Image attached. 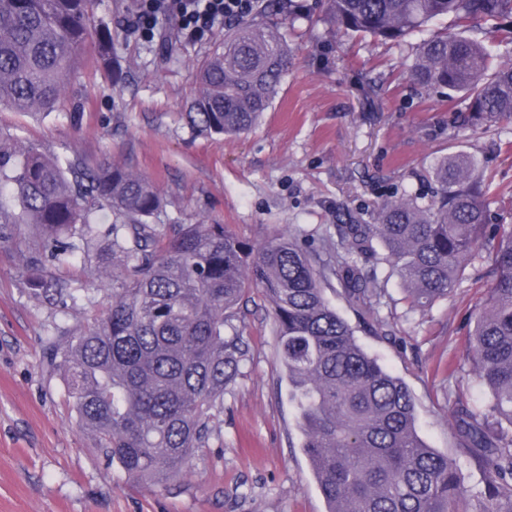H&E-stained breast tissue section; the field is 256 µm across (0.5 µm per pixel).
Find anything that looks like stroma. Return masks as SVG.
Masks as SVG:
<instances>
[{
	"label": "stroma",
	"instance_id": "obj_1",
	"mask_svg": "<svg viewBox=\"0 0 512 512\" xmlns=\"http://www.w3.org/2000/svg\"><path fill=\"white\" fill-rule=\"evenodd\" d=\"M298 2L301 18L284 29L288 72L248 133L197 136L181 118L198 90L197 67L223 42V29L190 41L163 19L143 37L130 28L139 0H95L96 20L109 24L113 51L128 65L126 84L113 88L85 55L54 112L33 118L0 108V134L63 161L124 164L163 196L157 223L221 224L254 246L276 233L316 240L354 218L371 223L378 203L420 189L427 171L458 150L484 171L493 223L512 224V117L463 124L461 95L411 79V46L331 37L311 20L321 0ZM0 232L12 239L0 248V512H326L260 292L241 304L247 360L224 393L208 448L186 476L149 487L106 461L76 421L63 378L42 367L49 339L78 334L106 297L56 310L36 301L19 258L34 243L20 227ZM491 269L483 258L426 308L411 307L391 277L378 321L360 317L336 281L325 285L359 343L412 392L421 436L456 456L469 487L482 475L459 448L454 405L488 402L471 371L468 334Z\"/></svg>",
	"mask_w": 512,
	"mask_h": 512
}]
</instances>
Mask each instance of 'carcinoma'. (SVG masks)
<instances>
[{
  "instance_id": "cac0c4a2",
  "label": "carcinoma",
  "mask_w": 512,
  "mask_h": 512,
  "mask_svg": "<svg viewBox=\"0 0 512 512\" xmlns=\"http://www.w3.org/2000/svg\"><path fill=\"white\" fill-rule=\"evenodd\" d=\"M448 31L420 41L411 67L423 87L464 93L470 119L512 116V65L496 61L472 23L512 19V0H327L324 24L400 43L432 20ZM112 71L110 28L91 0H0V105L53 111L86 49ZM285 36L253 18L224 35L198 66L186 125L201 135L242 134L267 111L288 71ZM428 187L381 202L371 224L336 225L339 240L278 235L256 248L222 224H154L164 208L153 183L119 163H62L29 146L0 145V224L25 226L38 254H20L38 301L73 296L41 275V255L82 254L86 293L108 306L75 336L48 341L44 369L64 375L67 396L102 455L129 478L159 486L209 447L213 419L247 349L234 324L259 290L273 315L302 448L327 512H458L468 495L455 458L419 434L414 397L358 342L323 284L362 316H379L383 284L400 278L411 306L448 295L466 269L492 255L491 293L476 308L472 372L489 393L480 409L457 403L462 451L482 473L471 512H512V224L489 223L480 167L456 151ZM112 213L110 261L91 249L100 211Z\"/></svg>"
}]
</instances>
